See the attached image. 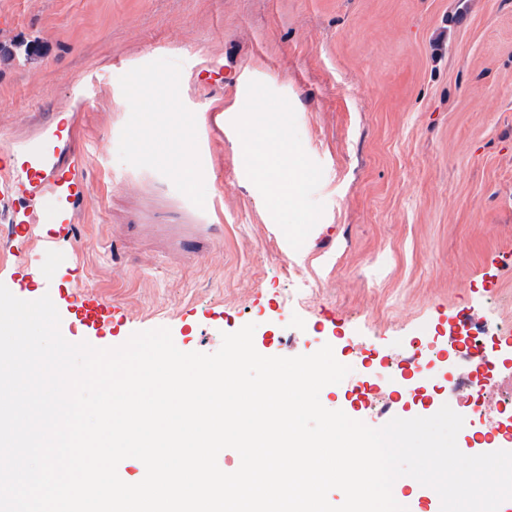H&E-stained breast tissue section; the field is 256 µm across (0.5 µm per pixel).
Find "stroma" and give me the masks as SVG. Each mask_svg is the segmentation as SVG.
Wrapping results in <instances>:
<instances>
[{"instance_id": "1", "label": "stroma", "mask_w": 512, "mask_h": 512, "mask_svg": "<svg viewBox=\"0 0 512 512\" xmlns=\"http://www.w3.org/2000/svg\"><path fill=\"white\" fill-rule=\"evenodd\" d=\"M0 149L78 116L93 177L137 174L138 200L113 193L75 220L78 273L115 309L117 347L163 321L181 351L211 354L255 324L264 356L335 351L349 374L319 398L341 409L365 370L372 415L405 370L410 338L469 308L481 330L512 326V0H0ZM187 55L243 69L295 116L288 135L308 174L305 202L272 207L246 155L213 142L195 179L200 205L223 192L224 238L187 268L130 239L135 267L116 280L107 227L142 212L187 218L152 172L166 141L144 127L95 152L130 105L109 71ZM320 180H311V173Z\"/></svg>"}]
</instances>
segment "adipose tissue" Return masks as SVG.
<instances>
[{"label": "adipose tissue", "instance_id": "obj_1", "mask_svg": "<svg viewBox=\"0 0 512 512\" xmlns=\"http://www.w3.org/2000/svg\"><path fill=\"white\" fill-rule=\"evenodd\" d=\"M252 132L255 149L249 159L255 177L266 185L268 198L274 206L291 205L295 200L293 184L304 177L301 162L286 160L288 138L274 127L256 126Z\"/></svg>", "mask_w": 512, "mask_h": 512}]
</instances>
